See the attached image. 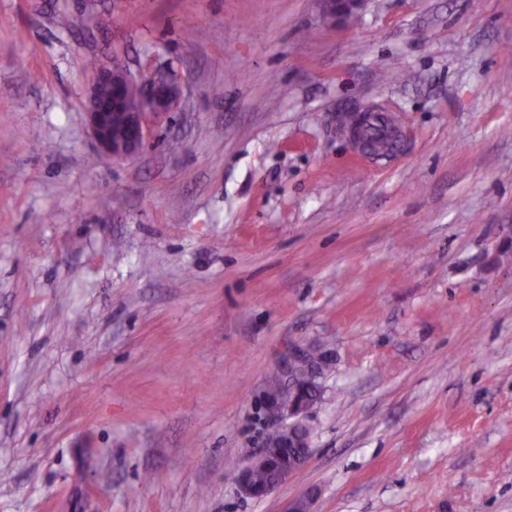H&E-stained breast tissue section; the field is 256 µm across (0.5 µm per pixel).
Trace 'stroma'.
I'll list each match as a JSON object with an SVG mask.
<instances>
[{
	"instance_id": "1",
	"label": "stroma",
	"mask_w": 512,
	"mask_h": 512,
	"mask_svg": "<svg viewBox=\"0 0 512 512\" xmlns=\"http://www.w3.org/2000/svg\"><path fill=\"white\" fill-rule=\"evenodd\" d=\"M98 65L185 101L102 158ZM399 153L355 166L361 112ZM306 465L235 469L283 348ZM512 512V0H0V512ZM320 360H327L323 352L311 345H288L282 353L278 373L274 377L280 389V395L271 394L269 386L263 394L266 416L276 424L272 440L264 443L263 448L252 456L238 471L237 481L241 490L248 497L261 499L267 497L288 479L299 471L308 461L311 455L310 443L298 431V426L303 423V415L312 407L308 402L298 396V388L302 398L316 401L320 395V387L317 380L312 378L313 368L299 363L292 371L290 369L295 362L317 364ZM297 382V384H296ZM298 385V387H297ZM288 417V423H282ZM291 420V421H290ZM297 448V453L291 463L282 465L277 479L269 482L273 476L272 471H258L266 468L279 455V448ZM264 485L262 487L257 486Z\"/></svg>"
}]
</instances>
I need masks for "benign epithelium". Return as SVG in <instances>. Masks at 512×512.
<instances>
[{"mask_svg":"<svg viewBox=\"0 0 512 512\" xmlns=\"http://www.w3.org/2000/svg\"><path fill=\"white\" fill-rule=\"evenodd\" d=\"M364 0H323L326 13L336 19L356 13ZM137 89L136 102L125 112L118 111L123 103L124 89ZM186 96V82L173 62L164 66L148 67L138 74L114 62L109 68H98L87 87V125L93 141L101 154L128 158L138 154L150 141L158 124L175 111ZM370 113L362 112L354 119L353 137L362 148H372L374 143L364 134ZM118 121L126 129L123 139L112 136V122ZM326 359L323 352L311 345H288L282 353L275 376L280 393L263 394L266 416L276 424L273 439L238 471L237 481L245 495L261 499L299 471L311 455L310 443L298 431L303 415L310 404L298 396V387L291 367L296 362L317 364ZM289 422H284V419ZM291 446L297 453L291 462L282 465L277 479L262 487L253 482V473L266 468L279 455V449Z\"/></svg>","mask_w":512,"mask_h":512,"instance_id":"7a95c632","label":"benign epithelium"}]
</instances>
